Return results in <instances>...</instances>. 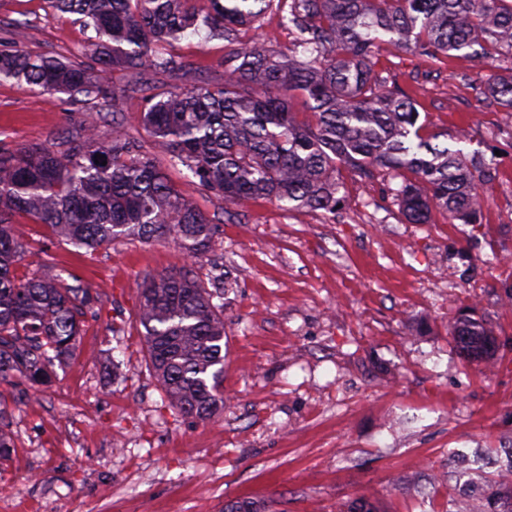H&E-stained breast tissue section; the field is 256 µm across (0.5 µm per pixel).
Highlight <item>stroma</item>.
Listing matches in <instances>:
<instances>
[{
    "mask_svg": "<svg viewBox=\"0 0 512 512\" xmlns=\"http://www.w3.org/2000/svg\"><path fill=\"white\" fill-rule=\"evenodd\" d=\"M93 29L48 0H0V45L84 60ZM297 36L283 0L234 41L190 35L164 56L224 76V56L256 38L289 52ZM374 70L413 99L426 133L465 130V155L490 164L480 223L433 211L407 223L389 177L342 168L341 207L285 211L266 201L227 205L182 166L172 182L218 226L203 262L171 242L121 239L75 249L23 214L28 247L15 273L40 271L90 289L94 301L72 356L46 385L0 388V423L13 443L0 460V512H224L237 498L272 512H457L463 484L422 483L456 448L512 445V117L479 87L500 59L473 68L463 52L429 67L383 43ZM142 79L111 71L130 137L165 160L139 121ZM95 126L96 102L49 98L0 81V146L59 143ZM192 267L224 276V409L206 421L165 403L136 320L145 274ZM500 343L496 367L460 355L448 326L469 307Z\"/></svg>",
    "mask_w": 512,
    "mask_h": 512,
    "instance_id": "35a3bbf8",
    "label": "stroma"
}]
</instances>
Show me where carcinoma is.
Masks as SVG:
<instances>
[{
    "label": "carcinoma",
    "instance_id": "carcinoma-1",
    "mask_svg": "<svg viewBox=\"0 0 512 512\" xmlns=\"http://www.w3.org/2000/svg\"><path fill=\"white\" fill-rule=\"evenodd\" d=\"M49 0L56 12L81 16L95 39L91 63L0 49V80L40 95L98 101L112 118V140L97 144L83 128L59 144L0 147V385L48 381L54 361L74 350L93 296L54 277L19 278L12 267L25 251L1 207L26 214L77 249L95 250L118 239L177 244L190 264L208 253L217 225L175 188L164 169L142 152L118 118L117 92L106 74L152 67L176 84L149 96L144 131L169 162L189 170L197 185L226 203L274 202L286 210L336 212L342 202L336 171L342 165L395 176L393 190L410 224H426L432 210L450 223L479 224L485 198L479 175L458 148L464 136L420 134L411 100L383 85L373 71L374 50L388 42L433 65L469 50L479 65L491 55L512 61V0H291L296 49L275 51L252 40L224 57V82L163 57L159 47L202 30L231 39L253 25L272 0ZM481 94L512 112V66L484 84ZM311 105L312 120L297 121L291 99ZM444 141H439V138ZM106 164L95 163L96 155ZM225 281H204L187 268L144 277L137 317L148 365L165 402L181 415L208 420L224 409ZM460 352L490 365L499 344L489 324L460 315L451 328ZM491 477L460 453L443 473L467 478L473 495L464 512H512V448ZM224 512H268L250 498L230 500Z\"/></svg>",
    "mask_w": 512,
    "mask_h": 512
}]
</instances>
